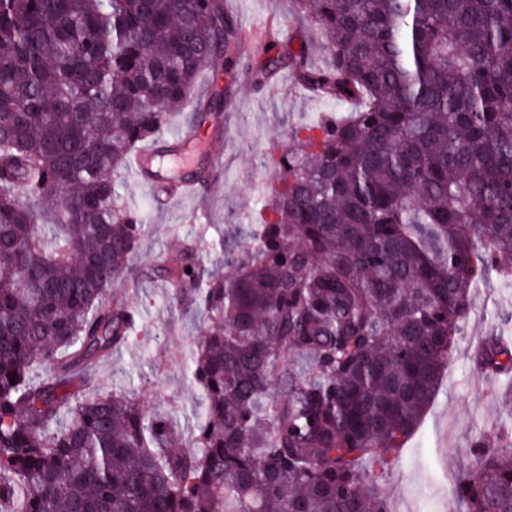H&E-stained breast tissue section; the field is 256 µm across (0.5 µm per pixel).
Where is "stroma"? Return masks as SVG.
Here are the masks:
<instances>
[{"instance_id":"35a3bbf8","label":"stroma","mask_w":512,"mask_h":512,"mask_svg":"<svg viewBox=\"0 0 512 512\" xmlns=\"http://www.w3.org/2000/svg\"><path fill=\"white\" fill-rule=\"evenodd\" d=\"M243 33L236 66L223 71L222 87L230 100L224 106L220 132L203 128L201 142L190 145L180 171L190 179L200 167L220 173L221 183L198 195L159 202L154 191L128 173L117 181L122 201L142 216L146 233L135 254L134 269H147L189 238L223 240L224 251L202 248L206 267L234 256L256 224V188L274 177L271 155L295 128L317 123L324 114L343 115L347 105L318 99L298 86L290 70H282L266 86L255 87L252 74L265 60L254 41H279L284 48L309 47L310 60L321 65L316 31L294 0H225ZM120 292L142 317L131 345L99 363L95 378L102 390L123 391L152 410L173 413L183 440H190L202 411V395L191 382L186 362L200 338L202 312L173 299L164 281L124 280ZM512 323V287L491 280L472 295V311L455 341L437 395L422 423L400 452L397 463L373 482L389 512H440L452 502L456 479L466 476L475 438L495 444L507 411L498 398L504 380L484 378L470 358L494 324Z\"/></svg>"}]
</instances>
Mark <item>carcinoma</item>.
<instances>
[{
  "label": "carcinoma",
  "instance_id": "1",
  "mask_svg": "<svg viewBox=\"0 0 512 512\" xmlns=\"http://www.w3.org/2000/svg\"><path fill=\"white\" fill-rule=\"evenodd\" d=\"M329 62L275 54L324 99L258 190L224 277L200 238L157 264L207 322L192 447L95 366L140 315L112 291L146 233L116 177L237 51L224 0H0V512H387L384 470L434 399L474 289L512 286V0H297ZM191 272H186V269ZM482 363L512 376L490 334ZM15 382H10V379ZM277 394H272V386ZM465 512H512V447L472 450Z\"/></svg>",
  "mask_w": 512,
  "mask_h": 512
}]
</instances>
